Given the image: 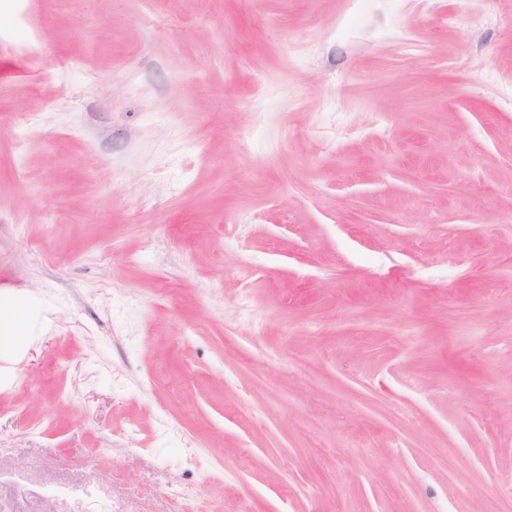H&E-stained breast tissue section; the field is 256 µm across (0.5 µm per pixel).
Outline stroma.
I'll return each instance as SVG.
<instances>
[{
	"instance_id": "stroma-1",
	"label": "stroma",
	"mask_w": 512,
	"mask_h": 512,
	"mask_svg": "<svg viewBox=\"0 0 512 512\" xmlns=\"http://www.w3.org/2000/svg\"><path fill=\"white\" fill-rule=\"evenodd\" d=\"M14 311L0 512H512V0H0Z\"/></svg>"
}]
</instances>
